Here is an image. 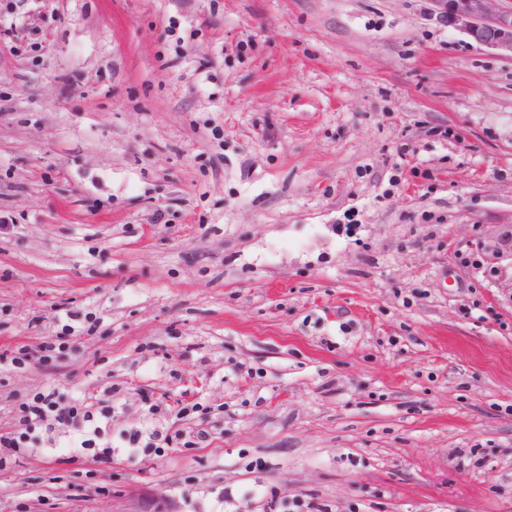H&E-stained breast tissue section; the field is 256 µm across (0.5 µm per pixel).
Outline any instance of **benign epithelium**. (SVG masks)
Instances as JSON below:
<instances>
[{
	"label": "benign epithelium",
	"mask_w": 512,
	"mask_h": 512,
	"mask_svg": "<svg viewBox=\"0 0 512 512\" xmlns=\"http://www.w3.org/2000/svg\"><path fill=\"white\" fill-rule=\"evenodd\" d=\"M443 23L465 33L473 42L512 54V6L503 0H432ZM135 512H172L170 501L158 493L137 495Z\"/></svg>",
	"instance_id": "obj_1"
}]
</instances>
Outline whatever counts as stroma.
Listing matches in <instances>:
<instances>
[{
	"label": "stroma",
	"instance_id": "35a3bbf8",
	"mask_svg": "<svg viewBox=\"0 0 512 512\" xmlns=\"http://www.w3.org/2000/svg\"><path fill=\"white\" fill-rule=\"evenodd\" d=\"M68 324L0 433L90 394L112 460L36 429L0 512H512V58L432 0H0V352Z\"/></svg>",
	"mask_w": 512,
	"mask_h": 512
}]
</instances>
